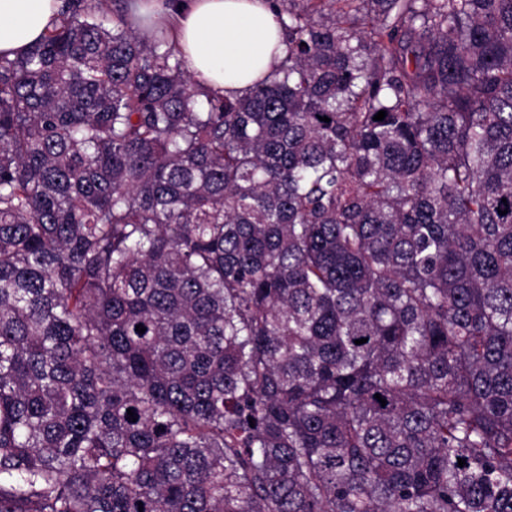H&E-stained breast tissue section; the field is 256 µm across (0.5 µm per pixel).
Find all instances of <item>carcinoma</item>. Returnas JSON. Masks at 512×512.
Here are the masks:
<instances>
[{
  "instance_id": "1",
  "label": "carcinoma",
  "mask_w": 512,
  "mask_h": 512,
  "mask_svg": "<svg viewBox=\"0 0 512 512\" xmlns=\"http://www.w3.org/2000/svg\"><path fill=\"white\" fill-rule=\"evenodd\" d=\"M131 2L0 56V512H512V0H273L237 98Z\"/></svg>"
}]
</instances>
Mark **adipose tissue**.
I'll list each match as a JSON object with an SVG mask.
<instances>
[{
    "instance_id": "adipose-tissue-1",
    "label": "adipose tissue",
    "mask_w": 512,
    "mask_h": 512,
    "mask_svg": "<svg viewBox=\"0 0 512 512\" xmlns=\"http://www.w3.org/2000/svg\"><path fill=\"white\" fill-rule=\"evenodd\" d=\"M169 20L184 70L228 97L246 93L287 56L267 0H135ZM60 0H0V54L14 58L45 35Z\"/></svg>"
}]
</instances>
